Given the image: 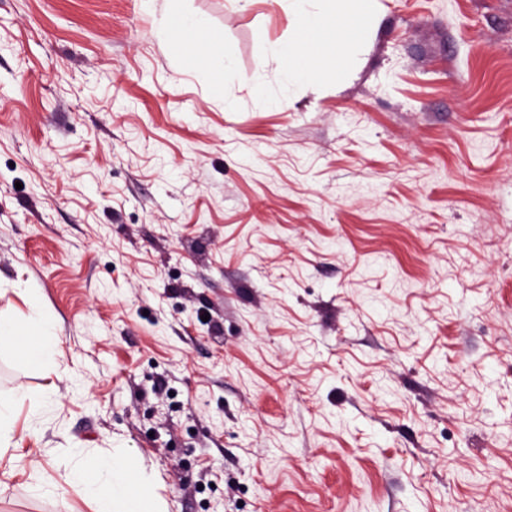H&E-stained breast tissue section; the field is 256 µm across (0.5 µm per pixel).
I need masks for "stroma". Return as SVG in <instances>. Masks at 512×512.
<instances>
[{
    "instance_id": "stroma-1",
    "label": "stroma",
    "mask_w": 512,
    "mask_h": 512,
    "mask_svg": "<svg viewBox=\"0 0 512 512\" xmlns=\"http://www.w3.org/2000/svg\"><path fill=\"white\" fill-rule=\"evenodd\" d=\"M295 39L282 0H0V310L57 322L51 371L0 344V512H96L27 475L118 448L166 512H512V0H380L270 106ZM181 47L221 73H225L232 66V59L227 53L223 55L222 52L208 46L202 37L192 44H181ZM19 399L0 396V457L8 448L14 447L12 439L16 430Z\"/></svg>"
}]
</instances>
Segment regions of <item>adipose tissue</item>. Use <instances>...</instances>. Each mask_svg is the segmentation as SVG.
<instances>
[{
  "mask_svg": "<svg viewBox=\"0 0 512 512\" xmlns=\"http://www.w3.org/2000/svg\"><path fill=\"white\" fill-rule=\"evenodd\" d=\"M288 9L306 40L301 44L276 41L270 45L280 74L277 93L267 96L273 106L289 98L300 82L310 79V72L301 70L296 62L302 48H311L323 57L353 53L371 33L377 0H288ZM29 486L45 495L63 490L109 501L121 507L122 512H163L160 501H144L139 488L129 482L125 457L120 452L81 461L66 469L55 484L43 482L38 473H31Z\"/></svg>",
  "mask_w": 512,
  "mask_h": 512,
  "instance_id": "ef3b65f1",
  "label": "adipose tissue"
}]
</instances>
